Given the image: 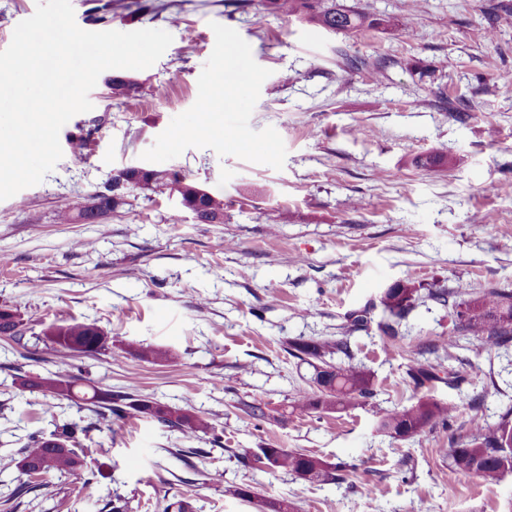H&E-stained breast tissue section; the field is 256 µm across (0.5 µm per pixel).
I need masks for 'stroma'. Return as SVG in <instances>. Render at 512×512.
<instances>
[{"label":"stroma","mask_w":512,"mask_h":512,"mask_svg":"<svg viewBox=\"0 0 512 512\" xmlns=\"http://www.w3.org/2000/svg\"><path fill=\"white\" fill-rule=\"evenodd\" d=\"M123 2L71 5L84 30L161 29L171 45L128 71L130 97L112 98L99 76L92 110L60 131L53 170L0 200V307L25 325L21 341L0 337V512H164L180 500L192 512H262V499L294 501L298 512H512V473L462 480L444 453L468 433L472 402L494 423L512 401V351L446 347L448 310L424 297L398 337L378 328L379 297L400 280L512 291V85L500 80L512 73V22L489 20L512 0H336L388 21L351 35L257 0H177V26ZM94 4L107 6V21H93ZM229 39L238 54L225 53ZM340 49L385 60L381 80L338 66ZM244 69L255 80L237 84ZM205 97L212 111H199ZM84 132L78 159L70 142ZM426 153L446 165L414 166ZM131 166L187 175L223 199V223H199L177 199L139 189L98 222H56L65 202H88ZM362 310L367 324L347 331ZM72 322L98 326L107 350L72 357L36 345L46 327ZM319 336L347 337L354 363L373 374L362 406L293 409L313 370L288 343ZM474 357L485 373L472 379ZM416 360L439 374L433 398L459 412L450 427L396 440L378 422L419 398L407 378ZM70 364L84 384L190 409L212 428L189 438L132 412L91 430L88 409L65 400L51 417L41 392L14 385ZM250 403L265 417L248 416ZM66 422L86 428V470L26 480L13 458L27 436ZM261 448L304 449L347 469L341 482L310 483L253 468ZM24 482L31 491L14 496ZM229 484L251 486L256 499L225 496Z\"/></svg>","instance_id":"stroma-1"}]
</instances>
